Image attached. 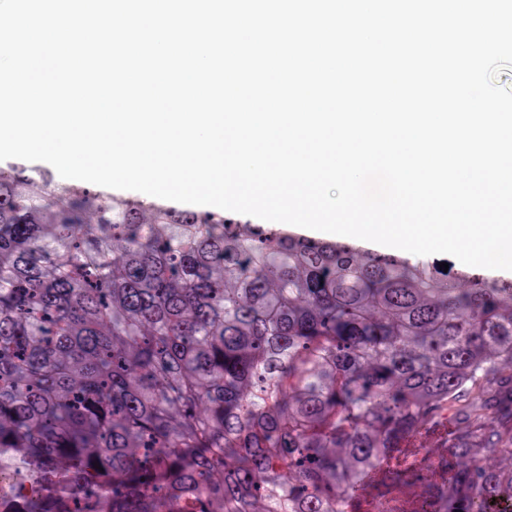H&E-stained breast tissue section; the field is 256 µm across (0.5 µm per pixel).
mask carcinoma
Returning <instances> with one entry per match:
<instances>
[{
    "label": "carcinoma",
    "mask_w": 512,
    "mask_h": 512,
    "mask_svg": "<svg viewBox=\"0 0 512 512\" xmlns=\"http://www.w3.org/2000/svg\"><path fill=\"white\" fill-rule=\"evenodd\" d=\"M439 263L1 166L0 512H421L423 427L438 512L512 505V283ZM426 441L428 448H415L414 452L409 455L403 452L398 454L400 456H393V461L398 462L396 467H412L421 475V479L406 488L405 492L416 500L426 501L429 504L426 512H433L435 509L430 486L432 484L442 485L439 482H444V485H446L448 469L442 463L444 448H435L437 445L432 437H427ZM430 448H435L437 451L433 460H431L432 451ZM433 474H437V481L434 479ZM13 472L11 456L5 452L0 454V497L11 495L16 491L27 496H31L34 493L39 496L42 493L39 487H33L31 483L20 484L17 482L13 478Z\"/></svg>",
    "instance_id": "1"
}]
</instances>
